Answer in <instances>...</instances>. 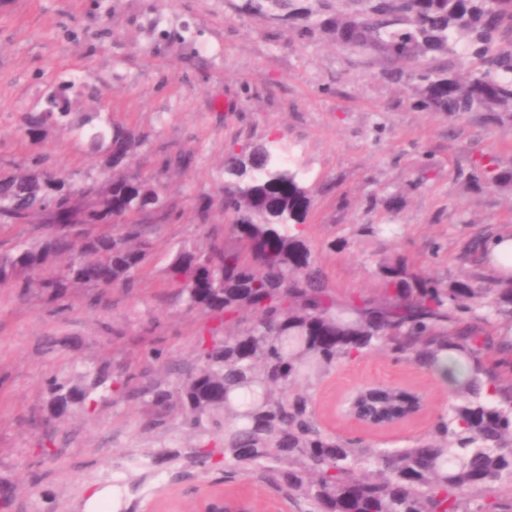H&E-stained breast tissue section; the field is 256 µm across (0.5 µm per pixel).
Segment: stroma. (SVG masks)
Segmentation results:
<instances>
[{
	"label": "stroma",
	"instance_id": "35a3bbf8",
	"mask_svg": "<svg viewBox=\"0 0 512 512\" xmlns=\"http://www.w3.org/2000/svg\"><path fill=\"white\" fill-rule=\"evenodd\" d=\"M76 112H97L134 129L144 143L132 171L166 187L170 211L137 288H114L100 306L93 290L71 289L65 310L38 294L0 288V499L5 512H198L223 476L224 460L201 466L193 437L171 416L150 427L152 408L108 392L94 409L52 415L45 383L103 366L190 365L205 322L167 284L179 246L207 242L197 202L212 203L210 224L227 245L224 160L266 146L273 161L299 168L313 191L306 240L331 285L371 295L378 267L406 257L427 275H491L468 256L474 235L512 231V186L470 191L464 171L494 154L512 167V127L482 114L448 117L417 106L382 64L343 49L303 22L288 24L272 4L248 0H0V174L30 167L77 180L103 179V154L61 122L40 139L24 136L23 116L71 81ZM187 168L173 166L180 153ZM396 227L395 236L376 233ZM161 361L148 362L150 349ZM377 384L421 392L426 408L377 431L344 416L352 393ZM451 384L433 368L378 350L330 371L311 387L322 427L377 448H407L450 404ZM51 441L55 456L40 453ZM251 512H304L261 479L224 487Z\"/></svg>",
	"mask_w": 512,
	"mask_h": 512
}]
</instances>
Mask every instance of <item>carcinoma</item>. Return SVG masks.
Segmentation results:
<instances>
[{"mask_svg": "<svg viewBox=\"0 0 512 512\" xmlns=\"http://www.w3.org/2000/svg\"><path fill=\"white\" fill-rule=\"evenodd\" d=\"M356 2L336 16L324 6L318 29L407 73L424 109L512 121V0ZM70 115L53 93L26 114L24 134L38 138L52 120L88 130L111 178L0 176V228L39 229L0 253V287L56 302L77 287H135L161 229L143 219L169 209L162 185L129 170L137 134L97 113ZM224 170L239 246H183L166 270L187 309L207 318L195 363L175 385L145 369L115 378L100 370L85 384L52 379V408H84L104 387L145 399L155 426L174 410L202 435L222 426L224 481L260 472L310 512H512V279L443 282L397 256L380 264L378 294L345 296L304 240L312 193L299 173L273 166L264 146L227 156ZM467 183L512 186V168L488 154ZM379 346L396 361L444 368L454 385L448 412L409 448L343 439L321 427L310 394L294 391ZM412 397L399 386L379 395L391 408Z\"/></svg>", "mask_w": 512, "mask_h": 512, "instance_id": "carcinoma-1", "label": "carcinoma"}]
</instances>
